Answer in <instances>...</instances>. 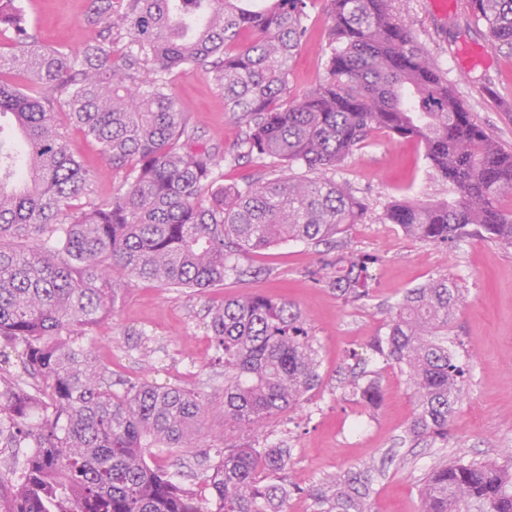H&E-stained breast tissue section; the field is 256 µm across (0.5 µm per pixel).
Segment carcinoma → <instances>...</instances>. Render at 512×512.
I'll return each mask as SVG.
<instances>
[{"label": "carcinoma", "mask_w": 512, "mask_h": 512, "mask_svg": "<svg viewBox=\"0 0 512 512\" xmlns=\"http://www.w3.org/2000/svg\"><path fill=\"white\" fill-rule=\"evenodd\" d=\"M327 79L288 91L289 62L311 33L315 0H90L98 43L72 54L30 51L15 10L0 8V435L26 442L17 480H0V512H282L290 486L281 445L258 432L320 384L318 351L290 301L227 298L208 329L224 364L215 406L181 385L126 382L79 343L124 298L129 282L177 291L224 284L232 259L299 241L336 244L317 281L347 300L369 297L376 259L340 235L365 204L334 174L371 135L417 140L448 198L395 200L384 219L417 240L454 246L466 236L512 248V150L468 112L394 0H324ZM471 23L512 55V0H470ZM128 41L117 47L120 37ZM150 62L154 77L139 75ZM211 70L242 128L233 160L275 159L304 174L224 184V152L198 149L171 93L173 73ZM69 124L94 141L120 185L100 202L69 146ZM462 289L432 277L410 289L372 348L396 364L416 402L406 438L448 440L467 369L451 322ZM15 353L17 370L4 368ZM352 392L373 403L374 379L349 367ZM224 415L219 462L200 496L149 461L194 448ZM369 471L328 478L320 512H370ZM512 512V470L462 458L434 467L420 512Z\"/></svg>", "instance_id": "obj_1"}]
</instances>
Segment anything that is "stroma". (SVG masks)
<instances>
[{"instance_id":"1","label":"stroma","mask_w":512,"mask_h":512,"mask_svg":"<svg viewBox=\"0 0 512 512\" xmlns=\"http://www.w3.org/2000/svg\"><path fill=\"white\" fill-rule=\"evenodd\" d=\"M37 45L76 52L98 40L85 23L89 0H13ZM415 39L437 60L464 106L499 143L512 149V56L497 51L484 31L470 21L468 0H455L447 14L436 13L430 0H395ZM312 34L290 64L291 92L305 93L322 83L327 22L322 5L312 11ZM181 109L198 143L230 149L241 133L210 74L184 70L171 78ZM71 148L83 164L101 171L94 184L98 200H111L117 187L94 142L69 129ZM363 200L366 214L342 236L351 250L379 256L368 298L347 302L332 288L316 283L315 274L330 257L327 245L286 242L238 258L223 286L177 294L156 285L132 282L125 299L94 327L83 343L116 377L152 384L181 383L202 397L224 398V368L215 360L208 312L225 298L256 292L288 299L307 320L320 361L322 384L300 407L269 425L261 442L287 444L291 459L286 481L299 486L286 512H317L313 489L330 476L380 465L370 493L372 512H419V489L439 463L465 457L503 462L512 448V249L480 239L454 247L418 241L398 225L384 221L396 199L433 201L448 188L428 166L420 144L412 139L375 135L336 173ZM445 274L463 290L452 328L457 352L472 368L463 400L448 428L447 443L432 446L404 441L416 406L400 370L369 349L385 335L391 306L429 278ZM357 352L360 368L379 384L380 399L369 405L348 386V356ZM195 372L180 373L187 362ZM224 433L223 417L210 420L198 448H183L155 459L187 487L203 490L207 465L198 456Z\"/></svg>"}]
</instances>
